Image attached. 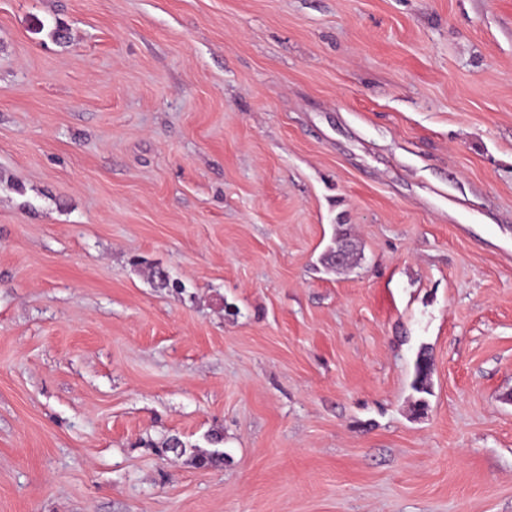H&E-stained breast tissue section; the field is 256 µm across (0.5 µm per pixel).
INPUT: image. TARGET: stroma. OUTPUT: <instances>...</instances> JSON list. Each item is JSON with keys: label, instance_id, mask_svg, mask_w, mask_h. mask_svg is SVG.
Returning a JSON list of instances; mask_svg holds the SVG:
<instances>
[{"label": "stroma", "instance_id": "stroma-1", "mask_svg": "<svg viewBox=\"0 0 512 512\" xmlns=\"http://www.w3.org/2000/svg\"><path fill=\"white\" fill-rule=\"evenodd\" d=\"M0 512H512V0H0ZM431 358L427 351L423 350L420 352L415 363L414 379L411 387L414 392L418 394L431 393Z\"/></svg>", "mask_w": 512, "mask_h": 512}]
</instances>
